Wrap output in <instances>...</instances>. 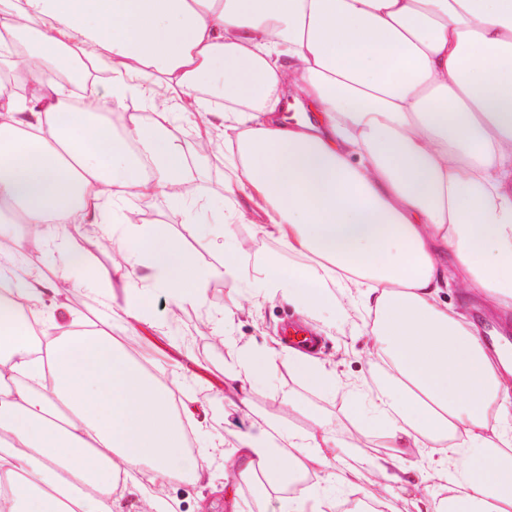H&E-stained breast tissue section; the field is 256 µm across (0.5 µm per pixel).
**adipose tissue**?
Returning a JSON list of instances; mask_svg holds the SVG:
<instances>
[{"mask_svg": "<svg viewBox=\"0 0 512 512\" xmlns=\"http://www.w3.org/2000/svg\"><path fill=\"white\" fill-rule=\"evenodd\" d=\"M107 75V93L77 105L57 77L72 59ZM0 213L57 264L47 281L22 263L24 238L0 231V512H117L139 493L168 512L164 486L232 446L237 478L280 484L321 473L326 485L288 512H335V488L358 455L328 421L300 433L273 421L193 454L175 394L124 350L110 320L59 324L42 303L73 258L45 224H100L121 234V260L94 268L104 306L131 310L156 293L203 305L213 276L249 302L282 298L313 318L341 315L335 291L366 312L378 384L344 379L306 351L252 345L226 374L231 406L286 361L311 386L345 392L391 455L366 460L370 482H408L406 457L434 448L451 494L426 489L425 512H512V367L444 295L480 290L512 310V0H0ZM297 90L310 117L283 99ZM138 96L141 112L125 102ZM123 115L115 135L110 113ZM216 115L220 125L208 122ZM195 127L187 161L184 119ZM239 189L263 210V233L294 264L255 271L233 235L224 265L200 266L179 241L135 224L128 195L199 201L195 164L215 139Z\"/></svg>", "mask_w": 512, "mask_h": 512, "instance_id": "adipose-tissue-1", "label": "adipose tissue"}]
</instances>
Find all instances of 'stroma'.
<instances>
[{
    "label": "stroma",
    "instance_id": "obj_1",
    "mask_svg": "<svg viewBox=\"0 0 512 512\" xmlns=\"http://www.w3.org/2000/svg\"><path fill=\"white\" fill-rule=\"evenodd\" d=\"M231 175L222 162L206 165L199 182L202 202L214 210L241 204L243 213L235 217L231 230L249 251L248 267L258 266L264 259L281 263L293 262V255L275 238L260 230L263 217L243 194L226 195L225 183ZM127 207L140 216L148 230L163 229L191 251L197 262L221 265L224 262V236L215 232L201 234L193 220L194 208L172 202L159 194L143 200L127 197ZM73 251L82 252L94 266L109 267L116 250L111 232H87L83 225L66 227ZM204 306H176L165 295H157L151 306L138 315L126 312L123 301L112 306V334L119 337L125 349L137 358L154 361L155 374L170 387L184 390V400L193 409L194 419L187 423L189 449L198 452L210 441L246 430L251 420L227 406L224 374L241 346L261 341L263 336H277L284 322L301 321L294 307L281 300L268 301L254 307L245 304L238 288L222 278L205 285ZM55 311L59 323L92 317L98 305L95 291L79 274L71 280L57 300ZM235 310L234 320L223 335H216L210 321L221 318L224 311ZM364 317L357 308H349L335 326L323 328L319 358L335 365L339 376L370 379L366 341L362 338ZM251 403L255 413L280 416L283 425L300 432L307 431L316 417L328 419L338 440L366 449L373 455H386L385 439L365 428L343 394L313 388L300 380L287 366L276 365L266 380L252 389ZM292 402L294 411L281 414L283 402ZM205 479L184 475L167 486L165 495L175 512H279L289 495L302 496L321 486L323 477H302L295 489H265L252 483H237L231 468L225 467L223 456L208 459Z\"/></svg>",
    "mask_w": 512,
    "mask_h": 512
}]
</instances>
